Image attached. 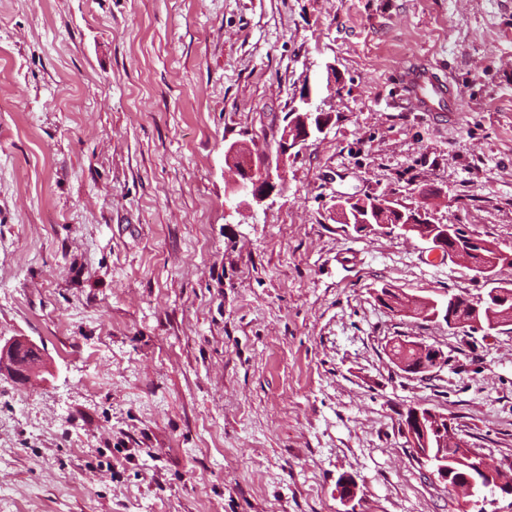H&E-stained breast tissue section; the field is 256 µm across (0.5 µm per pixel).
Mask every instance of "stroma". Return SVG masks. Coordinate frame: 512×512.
Here are the masks:
<instances>
[{"instance_id":"35a3bbf8","label":"stroma","mask_w":512,"mask_h":512,"mask_svg":"<svg viewBox=\"0 0 512 512\" xmlns=\"http://www.w3.org/2000/svg\"><path fill=\"white\" fill-rule=\"evenodd\" d=\"M409 61L462 111L415 110ZM305 87L331 124L241 207L227 148L275 153ZM382 195L512 254V0H0V338L43 350L0 374V512H462L412 407L512 476V328L379 303L490 288L337 223ZM397 341L398 342L393 344V346L389 345L390 350H388V352L391 359L392 356H397L393 357V360L395 364L405 373L425 374L440 367L445 362V358L443 357L442 353L431 345H426L418 341H411L410 343L404 342V344H406L405 347L400 342V339H397ZM406 348H411L413 350H407ZM405 352L409 354V359L414 354V358H418L419 360L415 362H410L409 359L398 356H404Z\"/></svg>"}]
</instances>
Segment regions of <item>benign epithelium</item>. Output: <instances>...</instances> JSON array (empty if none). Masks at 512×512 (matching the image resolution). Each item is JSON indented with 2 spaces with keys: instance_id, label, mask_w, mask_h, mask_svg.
Here are the masks:
<instances>
[{
  "instance_id": "obj_1",
  "label": "benign epithelium",
  "mask_w": 512,
  "mask_h": 512,
  "mask_svg": "<svg viewBox=\"0 0 512 512\" xmlns=\"http://www.w3.org/2000/svg\"><path fill=\"white\" fill-rule=\"evenodd\" d=\"M300 104L291 106L288 115V124L284 128L281 140L278 143L276 156L265 154L257 163L245 164L243 159L248 157L245 147L239 143H233L227 150V156L234 165L240 180L236 182L238 190L243 192L245 200L243 205L249 209L253 206H262L271 199L273 194L283 187V167L288 152L297 147L306 145L309 140L323 133L331 122V115L312 107L311 90L306 88L303 95L299 96ZM360 211L365 216L359 218V224L368 226L372 224L371 213L382 211L402 212L399 203L390 196H381L376 200H367L358 204ZM454 237L452 228L447 224H440L438 228L429 234H424L421 239L431 245V251L437 254L449 253L453 258L465 263L471 269H476L469 251L459 248L448 249L447 240ZM386 293L393 297L392 307L396 312L410 313L413 315H425L433 306V300L408 297L391 289ZM406 347L413 349L417 361L412 362L406 358L397 356L395 364L408 374H425L440 367L445 362L442 353L435 347L422 342L412 341ZM36 349L35 344L26 338H14L0 346V368L8 370L13 377L21 382L30 379L38 362L23 357L26 350ZM448 417L431 410L418 408L411 409L403 421V431L409 445L416 451L417 456L431 466L430 476L441 482L448 483L452 471L463 468L467 471L464 479L455 483V490L467 497L465 501L468 507H484L488 503V495L512 496V479L498 478L494 481L489 494H481L477 491V475L485 472L480 466L479 460L483 456L471 448L464 440L458 438L452 426L447 424ZM437 448H456L458 453L451 459L443 460L440 465L431 464L430 446ZM338 496L342 502L351 503L356 495L358 485L350 477H344L337 484Z\"/></svg>"
}]
</instances>
